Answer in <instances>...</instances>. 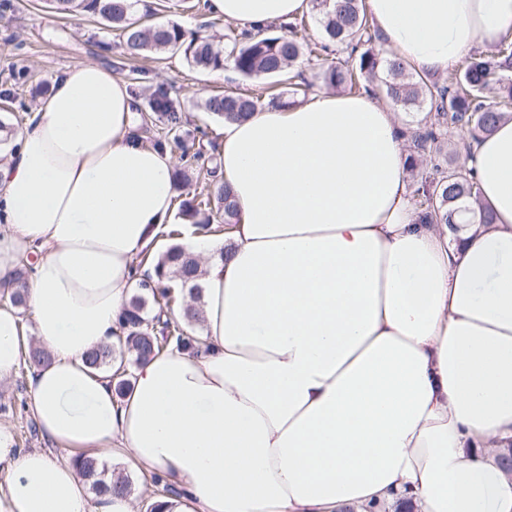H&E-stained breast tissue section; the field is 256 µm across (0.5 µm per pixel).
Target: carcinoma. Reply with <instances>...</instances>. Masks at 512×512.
<instances>
[{
	"instance_id": "carcinoma-1",
	"label": "carcinoma",
	"mask_w": 512,
	"mask_h": 512,
	"mask_svg": "<svg viewBox=\"0 0 512 512\" xmlns=\"http://www.w3.org/2000/svg\"><path fill=\"white\" fill-rule=\"evenodd\" d=\"M55 12L70 16L91 15L108 23L118 32L130 51H155L184 54L191 64L203 70L229 68L241 77H268L279 82L288 78V95L306 94L309 83L296 82L293 66L303 56L323 82L350 94L366 92L379 74L384 97L396 106L428 107L425 123L410 133L409 170L426 154L441 155L443 131L459 127L469 133L463 149L471 150V142L482 134H490L502 114L512 110V39L503 38L495 54L486 59L471 56L462 68H450L439 78L415 76L405 62L395 56L384 57L376 49L379 36L365 10V0H313L323 30L319 46L312 48L306 39L304 19L285 25L286 33L267 36L259 29L251 34L234 29L224 34V48H219L199 31L191 35L177 24L143 26L129 17L130 0H51ZM343 52L353 60L349 66H338L334 55ZM494 90L496 101L486 100L485 91ZM152 107L163 117L167 133H177L183 124L182 113L175 110L166 92L158 90L151 99ZM263 105L262 97L238 92L214 94L205 102V110L226 121L249 118ZM202 190L179 204L181 214L202 233H214L208 212L220 209L224 224L234 223L235 204L230 189L216 178L215 171L206 172ZM478 184L474 172L455 159L432 164L427 172L417 175L412 190V204L427 224H454L467 203L476 198ZM142 263L154 268L138 282V291L124 309L115 340L89 351L84 358L92 370L107 374L118 395L132 387L135 371L165 348L181 351L194 349L188 328L203 322L201 278L203 272L196 256L173 244L160 256L146 255ZM33 263L20 260L13 271L3 298L25 307L27 288ZM50 360V354L37 344L31 345L23 357V368ZM74 463L80 475L98 493L129 496L132 481L122 472L107 474L105 465L91 454H79ZM153 490L142 501L145 512H159L157 499L168 495L170 487L159 477L152 478Z\"/></svg>"
}]
</instances>
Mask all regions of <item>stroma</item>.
Masks as SVG:
<instances>
[{
	"label": "stroma",
	"mask_w": 512,
	"mask_h": 512,
	"mask_svg": "<svg viewBox=\"0 0 512 512\" xmlns=\"http://www.w3.org/2000/svg\"><path fill=\"white\" fill-rule=\"evenodd\" d=\"M131 18L144 23L162 19L185 29L201 27L219 45L228 28L224 19L208 16L204 0H133ZM82 62L106 66L130 84L151 137L161 133L163 124L149 106L150 95L157 87L167 89L184 116L179 140L166 143L180 164L196 153L207 166L219 164L217 139L223 121L204 110L208 96L227 89L261 95L269 85L263 78L198 69L180 53L131 56L104 21L58 14L48 0H0V122L13 127L18 120H30L54 78ZM29 380V375L18 373L0 387V424L12 430L21 451L63 456V449L42 436L29 409Z\"/></svg>",
	"instance_id": "obj_1"
}]
</instances>
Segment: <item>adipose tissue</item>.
Listing matches in <instances>:
<instances>
[{
	"instance_id": "ef3b65f1",
	"label": "adipose tissue",
	"mask_w": 512,
	"mask_h": 512,
	"mask_svg": "<svg viewBox=\"0 0 512 512\" xmlns=\"http://www.w3.org/2000/svg\"><path fill=\"white\" fill-rule=\"evenodd\" d=\"M386 46L441 73L512 34V0H366ZM245 30L310 0H208ZM129 84L69 67L0 152V280L39 251L32 327L0 305V383L28 339L29 382L63 458L0 426V512H135L90 497L71 456L120 457L180 494L164 512H512V116L465 163L492 223L422 224L401 126L373 94L317 92L219 132L238 206L202 259L198 350L166 349L118 397L87 351L111 342L141 254L174 211V158L135 132Z\"/></svg>"
}]
</instances>
